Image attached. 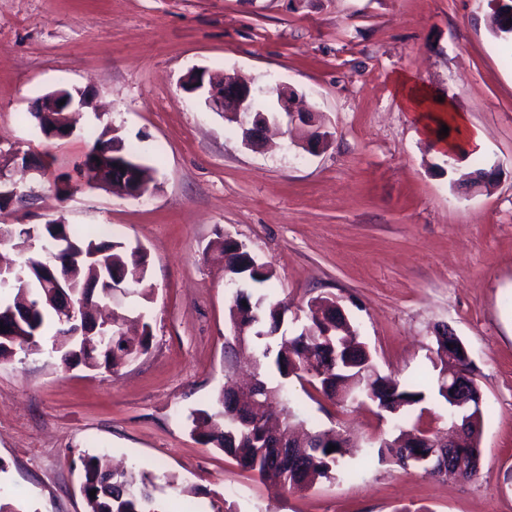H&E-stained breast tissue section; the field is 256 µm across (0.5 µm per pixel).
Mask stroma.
Instances as JSON below:
<instances>
[{
	"label": "stroma",
	"instance_id": "stroma-1",
	"mask_svg": "<svg viewBox=\"0 0 512 512\" xmlns=\"http://www.w3.org/2000/svg\"><path fill=\"white\" fill-rule=\"evenodd\" d=\"M490 0H0V156L29 154L28 198L0 221L63 218L148 256L147 295L112 305L144 314L152 344L113 371L65 369L40 353L0 359V503L13 512H86L79 453L155 474L160 512H512V38L496 36ZM290 85L329 140L307 152L296 134L248 147L237 124L179 87L189 69ZM440 91L483 137L442 157L401 105L399 77ZM85 90L93 108L66 139L28 118L56 89ZM118 131L155 170L136 200L55 186L88 153L92 134ZM497 172L491 191L457 181ZM245 244L273 268L253 296L287 301L280 335H295L312 300L343 309L382 375L425 399L401 417L337 403L292 380L295 413L343 429L356 447L348 477L303 490L260 480L191 434L230 371L234 294L216 241ZM464 343L482 394L481 458L466 480L379 462L396 427L449 430L437 394L435 329Z\"/></svg>",
	"mask_w": 512,
	"mask_h": 512
}]
</instances>
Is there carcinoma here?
Segmentation results:
<instances>
[{
  "label": "carcinoma",
  "instance_id": "cac0c4a2",
  "mask_svg": "<svg viewBox=\"0 0 512 512\" xmlns=\"http://www.w3.org/2000/svg\"><path fill=\"white\" fill-rule=\"evenodd\" d=\"M20 259L16 274L25 277L22 282L0 285V313L10 308L24 307L34 313V327L16 333L9 346L0 345V358L21 351L41 352L63 367L83 365L94 369H114L126 360L148 352L152 343L149 323H143V334L130 344L122 332L126 315L112 312L110 325L104 336L83 335L84 325L76 320L63 322L62 306L55 289L26 279L30 268L41 263L59 262L69 276L65 293L70 299H79L82 286L91 280H104L125 270L138 258L140 278L130 283L138 288L147 280L148 260L140 247H131L121 241L86 238L70 231L64 220L50 221L35 229L22 228L13 239ZM218 256L224 258V272L232 282L245 276L249 281L265 284L272 281L274 271L247 248H239L221 241ZM288 304L276 302L262 295L234 300L230 308L232 322L244 334L263 335L261 327L272 324L271 333L279 330ZM57 326L49 348L39 342L47 323ZM274 366L281 381L272 386L265 380L266 369ZM254 380L269 393L257 404L235 392V382L227 379L224 389L210 410L191 413V434L202 444L211 445L233 457L241 467L252 471L262 480L280 483L289 490H301L314 485L331 473H340L341 460L353 444L341 435L328 438L324 431L304 428L306 421L297 417L290 407L288 380L309 378L319 384L323 394L340 402L353 399L356 391L376 403L383 411L400 416L407 408L425 399L420 382L402 386L376 368L366 344L359 340L354 327L336 329L325 334L318 316L311 314L309 323L279 344L277 352L265 346L255 357ZM336 446L327 452L329 445ZM433 449L423 448L416 453L412 440L398 430L380 442L379 458L391 456L402 468L419 467ZM81 484L85 490L96 491L95 497H86L88 512H158L154 508V477L143 473L135 479L124 470L106 467L102 457L83 453L78 456Z\"/></svg>",
  "mask_w": 512,
  "mask_h": 512
}]
</instances>
